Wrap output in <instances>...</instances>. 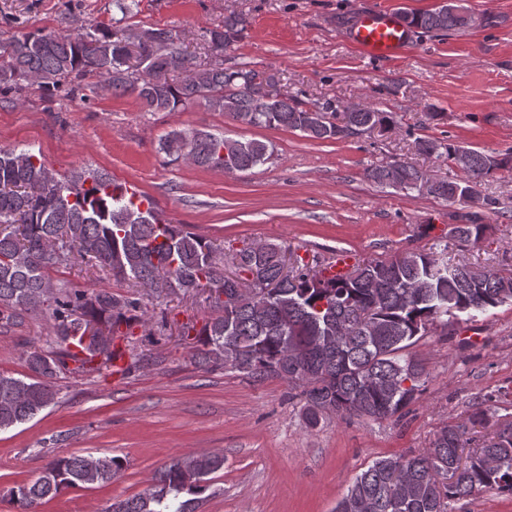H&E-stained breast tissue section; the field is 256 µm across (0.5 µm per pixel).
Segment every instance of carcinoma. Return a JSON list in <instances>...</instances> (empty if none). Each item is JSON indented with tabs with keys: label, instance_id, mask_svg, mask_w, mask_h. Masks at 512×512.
<instances>
[{
	"label": "carcinoma",
	"instance_id": "carcinoma-1",
	"mask_svg": "<svg viewBox=\"0 0 512 512\" xmlns=\"http://www.w3.org/2000/svg\"><path fill=\"white\" fill-rule=\"evenodd\" d=\"M402 18L426 32L462 30V17L448 4L404 12ZM244 29L243 18L230 16L205 31L208 54L230 47ZM185 61L188 75L174 81L150 47L131 53L126 35L116 29L37 30L0 38V90L36 85L47 94L64 87L74 94L94 75L112 93L133 96L151 112L200 103L239 124L283 127L319 140L341 139L345 127L363 134L397 127L394 113L373 106L347 115L330 101L309 106L296 96L267 97L253 88L260 77L254 69H227L188 54ZM416 147L459 166L460 178L437 182L429 195L473 209L449 234L463 247L478 244L486 228L479 209L489 205L482 187L492 173L512 165V152L493 155L428 137L417 138ZM157 151L171 162L238 172L273 155L264 141L201 130H173L161 137ZM424 175L404 161L365 171L368 181L406 194L420 191ZM78 263L158 297L247 289L233 300L214 302L201 326L183 324L180 335L195 336L199 357L213 369L238 371L255 381L278 377L301 387L311 426L327 413L373 421L402 416L426 382L425 367L408 349L428 326L446 327L462 316L473 321L512 303V271L452 262L433 247L366 261L341 277L326 276V268L274 243L250 245L227 258L207 238L113 192L104 175L84 172L59 180L41 154L0 148V317L44 310L56 338V349L27 354L32 375L0 373V431L54 404L61 371L111 369L120 327L147 323L140 297L89 292L65 282L44 292L49 271ZM91 322L109 329L95 348L84 342ZM75 338L84 359L71 352ZM472 441L468 427L446 425L422 453L373 461L354 477L333 512H447L450 503L483 487L512 492V433L506 437L498 430L469 454L454 481L437 480L439 470L454 466L457 449ZM122 469L123 460L114 456L58 457L33 481L11 487L8 496L20 512H37L61 491L109 484ZM222 469L221 452L175 458L157 485L114 499L106 512H196L199 496L210 488L209 475Z\"/></svg>",
	"mask_w": 512,
	"mask_h": 512
}]
</instances>
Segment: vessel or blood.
Here are the masks:
<instances>
[{
    "instance_id": "b4317fda",
    "label": "vessel or blood",
    "mask_w": 512,
    "mask_h": 512,
    "mask_svg": "<svg viewBox=\"0 0 512 512\" xmlns=\"http://www.w3.org/2000/svg\"><path fill=\"white\" fill-rule=\"evenodd\" d=\"M348 39L373 59H392L405 54L413 44V33L399 14L390 9L361 13Z\"/></svg>"
}]
</instances>
